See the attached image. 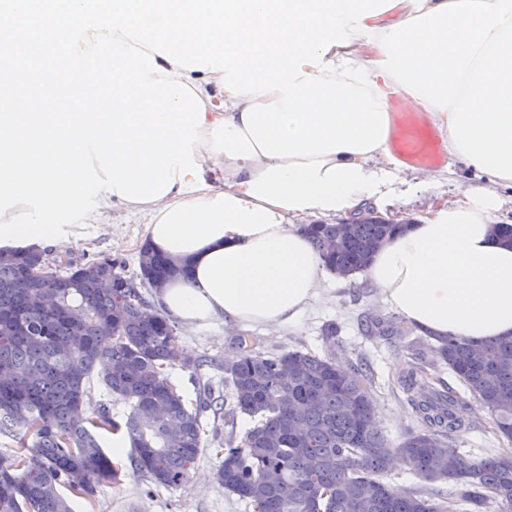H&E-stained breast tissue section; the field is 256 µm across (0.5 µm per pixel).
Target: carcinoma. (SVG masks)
<instances>
[{"label":"carcinoma","instance_id":"cac0c4a2","mask_svg":"<svg viewBox=\"0 0 512 512\" xmlns=\"http://www.w3.org/2000/svg\"><path fill=\"white\" fill-rule=\"evenodd\" d=\"M400 224L362 221L313 224L309 239L322 266L333 275L366 271L373 255ZM337 240L334 250L326 249ZM62 271L27 276L22 266H42V251L0 250V418L16 451L0 456V512H71L60 488L89 500L101 484L119 480L120 465L103 450L99 431L123 432L130 461L141 476L177 489L188 479L201 450L202 417L210 411L257 420L237 442L224 441L217 478L254 512H447L414 489L403 493L382 483L392 455L402 456L424 479L460 483L459 505L482 512L488 503L512 512V454L466 458L448 454L447 439L476 428L459 410L458 392L432 386L428 368L445 365L512 439V337L475 344L462 336L436 337L433 359L414 362L399 378L423 428L394 445L377 428L376 403L368 391L370 368L345 367L311 353L259 352L241 337L238 352L224 359L228 395L207 390L190 406L164 367L178 360L176 336L167 318L123 293L102 286L106 271L122 274L112 259L78 263L59 256ZM140 285L153 291L177 272L174 262L147 242L138 253ZM371 334L409 333L395 317H369ZM288 366V380L280 370ZM130 411L123 422L108 409L89 420L79 410L85 381L95 370Z\"/></svg>","mask_w":512,"mask_h":512}]
</instances>
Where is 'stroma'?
<instances>
[{
	"label": "stroma",
	"mask_w": 512,
	"mask_h": 512,
	"mask_svg": "<svg viewBox=\"0 0 512 512\" xmlns=\"http://www.w3.org/2000/svg\"><path fill=\"white\" fill-rule=\"evenodd\" d=\"M440 165H452L454 172L433 186L417 188L407 193L386 197L377 209L384 214L408 219L428 215L430 211L454 203L459 194L457 184L469 176L462 164H450L447 155H440ZM145 227L126 213L120 205H113L96 223L76 227L68 239L52 245V252H70L80 261L110 256L125 261L126 274L138 271V250L144 241ZM392 315L368 274L358 273L346 280L324 274L319 281V295L301 315L298 322L271 331L261 326L229 327L220 322L197 327L175 322V336L180 351L192 357L209 358L208 366L194 370L178 364L169 366L171 382L187 400H195L200 382L214 386L224 384V359L237 350L239 337H246L261 352L300 350L318 356H327L339 363L360 359L371 362L375 379L371 387L376 402L378 426L392 443H399L406 434L420 430L421 424L398 386L397 379L404 374L411 355L404 342L384 336H365L357 329V320L365 312ZM335 323V338L323 336L325 324ZM479 422L476 429L460 437L449 439L451 453L464 457H482L499 454L512 447V440L497 434L489 412L475 409ZM201 452L186 484L177 490L149 483L136 472L128 453L116 455L122 466L118 482L100 485L94 505L76 496H69L73 512H250L244 502L228 493L217 480L219 460L218 443L211 429L213 419H206ZM381 482L395 488H419L433 498L450 501L456 485L450 480H425L409 468L394 463L379 475Z\"/></svg>",
	"instance_id": "35a3bbf8"
}]
</instances>
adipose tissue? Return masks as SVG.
I'll use <instances>...</instances> for the list:
<instances>
[{"label": "adipose tissue", "mask_w": 512, "mask_h": 512, "mask_svg": "<svg viewBox=\"0 0 512 512\" xmlns=\"http://www.w3.org/2000/svg\"><path fill=\"white\" fill-rule=\"evenodd\" d=\"M343 56L368 64L371 80L385 94L402 93L378 68L386 58L380 46L356 36L327 54L333 61ZM220 79L216 72L183 73L205 105L207 134L222 118L242 126L248 106L280 97L276 90L235 97ZM193 156L206 189L176 185L161 199L124 204L128 213L143 217L151 246L179 267L156 299L189 326L221 321L278 328L297 322L322 276L304 221L356 215L405 184L406 164L389 140L364 154L310 159L233 160L206 145L194 146ZM507 185V179L474 172L460 185L462 202L436 209L375 254L371 281L409 324L478 343L512 335V248L494 231Z\"/></svg>", "instance_id": "1"}]
</instances>
